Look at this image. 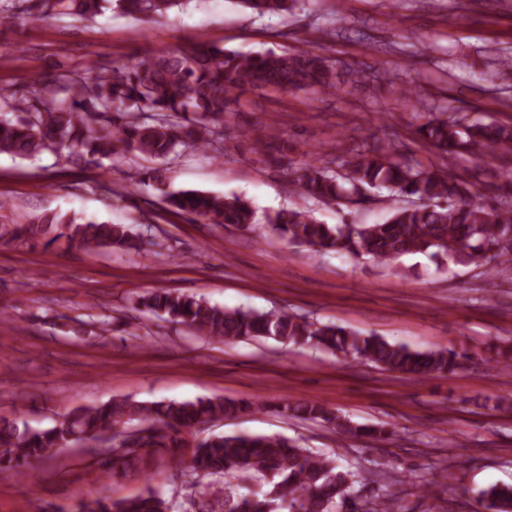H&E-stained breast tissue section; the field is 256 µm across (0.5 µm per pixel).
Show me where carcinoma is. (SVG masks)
I'll list each match as a JSON object with an SVG mask.
<instances>
[{
    "label": "carcinoma",
    "mask_w": 512,
    "mask_h": 512,
    "mask_svg": "<svg viewBox=\"0 0 512 512\" xmlns=\"http://www.w3.org/2000/svg\"><path fill=\"white\" fill-rule=\"evenodd\" d=\"M190 0H0V23L26 16L35 21L93 22L106 11L156 23ZM258 18L290 13L298 0H230ZM357 82L364 71L310 53L242 54L216 43L152 56L101 69L94 62L80 70L43 73L33 89L0 88V155L35 159L49 153L57 161L96 169L115 156L129 158L130 187L151 185L175 215L224 227L248 229L255 211L243 198L170 190L167 169L144 171L138 159L166 161L178 148L224 156V112L235 94L247 88L333 92L340 77ZM420 139L442 159L438 165L403 160L397 150L358 151L335 170L307 163L291 184L303 200L358 209L367 193L385 189L391 197H412L376 224H324L307 207L282 208L267 218L271 232L288 244L352 258L390 262L427 255L455 265L485 268L493 282L512 269V125L469 121L457 114L424 112L416 128ZM251 150L282 163L281 133L269 126L246 130ZM468 154L479 160L464 174L454 161ZM502 179L497 193H480L482 178ZM42 240L49 246L66 239L86 250L140 251L143 242L126 224L87 221L55 212L25 225H0V239ZM138 309L182 324L196 335L219 341L264 338L285 346H307L351 357L380 369L426 379L464 368L469 357L450 348L412 350L374 334L299 316L286 309L256 312L227 309L187 294L156 289L140 298ZM260 408L257 402L216 396L195 401H137L119 396L99 405L78 407L61 425L32 428L17 419H0V469L34 466L88 437L116 442L112 454L91 469L96 480L121 475L165 450L184 475L195 479L190 498L164 497L149 486L132 498L95 496L77 512H337L367 471L342 468L336 458L303 448L278 435H209L186 452L185 433L198 426ZM281 412L319 421L342 435L384 438L381 427L355 428L319 402L286 398ZM142 424V448H127V424ZM266 486L241 494L244 482ZM484 512H512V485L482 492ZM364 512H395L387 493L374 496Z\"/></svg>",
    "instance_id": "cac0c4a2"
}]
</instances>
